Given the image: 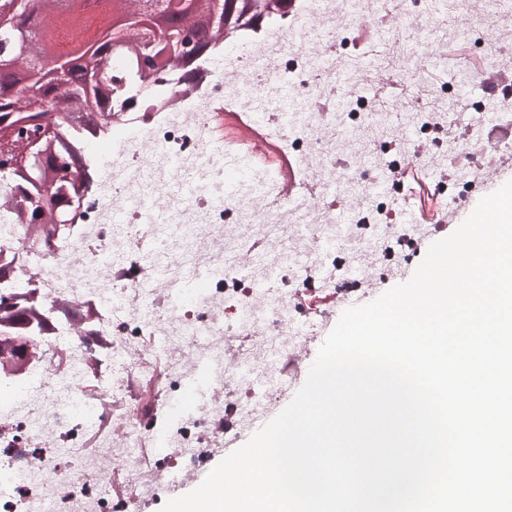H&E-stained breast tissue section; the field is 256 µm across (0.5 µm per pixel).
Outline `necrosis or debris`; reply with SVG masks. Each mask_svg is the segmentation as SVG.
Masks as SVG:
<instances>
[{
  "mask_svg": "<svg viewBox=\"0 0 512 512\" xmlns=\"http://www.w3.org/2000/svg\"><path fill=\"white\" fill-rule=\"evenodd\" d=\"M300 14L243 18L198 59L149 84L113 80L98 141L78 129L86 193L27 223L17 150L53 124L0 140V512H143L165 485L201 481L226 429L246 431L288 386V357L317 334L304 295L366 292L395 274L429 230L398 209L403 180L461 159L471 183L512 161V139L450 140L476 86L512 72V0H301ZM480 34L478 68L449 70V41ZM398 81L412 93L374 98ZM260 118V142L292 159L310 201L281 193L280 169L237 189L240 154L218 117ZM201 282L195 296L186 284Z\"/></svg>",
  "mask_w": 512,
  "mask_h": 512,
  "instance_id": "necrosis-or-debris-1",
  "label": "necrosis or debris"
}]
</instances>
